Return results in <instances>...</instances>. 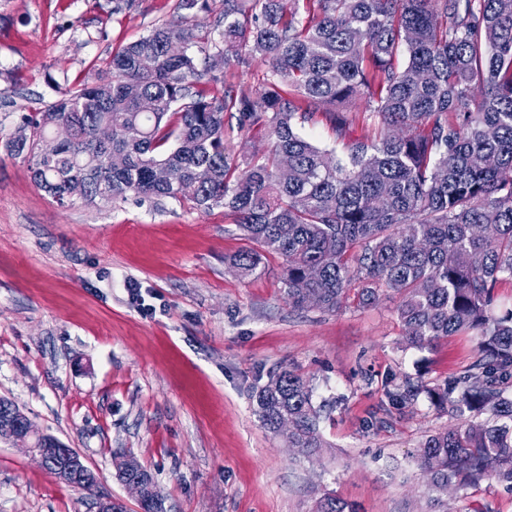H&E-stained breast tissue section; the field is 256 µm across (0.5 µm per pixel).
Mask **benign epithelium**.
<instances>
[{
    "label": "benign epithelium",
    "mask_w": 512,
    "mask_h": 512,
    "mask_svg": "<svg viewBox=\"0 0 512 512\" xmlns=\"http://www.w3.org/2000/svg\"><path fill=\"white\" fill-rule=\"evenodd\" d=\"M0 440L29 443L27 449L41 461L50 457L57 459L56 477L68 485L77 488L96 487V474L76 450L50 435L35 431L32 423L19 415L13 414L0 422ZM122 484L140 504L160 496L157 485L145 479L127 478Z\"/></svg>",
    "instance_id": "obj_1"
}]
</instances>
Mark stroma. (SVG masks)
Listing matches in <instances>:
<instances>
[{"instance_id": "35a3bbf8", "label": "stroma", "mask_w": 512, "mask_h": 512, "mask_svg": "<svg viewBox=\"0 0 512 512\" xmlns=\"http://www.w3.org/2000/svg\"><path fill=\"white\" fill-rule=\"evenodd\" d=\"M191 22L178 0H0V397L99 476L87 493L0 441V512H96L100 495L140 512L116 476L126 448L164 512H311L326 493L359 512H512V489L493 480L432 505L420 445L453 418L424 399L380 412L386 376H457L478 337L406 348L393 297L294 310L278 255L257 277L231 270L249 242L224 208L134 195L61 206L9 151L25 115L98 79L93 61ZM131 283L153 314L130 302ZM284 368L327 404L318 457L295 455L254 412L252 391Z\"/></svg>"}]
</instances>
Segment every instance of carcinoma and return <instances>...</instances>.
Here are the masks:
<instances>
[{
	"mask_svg": "<svg viewBox=\"0 0 512 512\" xmlns=\"http://www.w3.org/2000/svg\"><path fill=\"white\" fill-rule=\"evenodd\" d=\"M216 30L198 42L163 25L113 50L102 60L109 89L64 90L25 118L30 135L10 152L61 205L79 177L88 202L133 194L227 209L252 243L231 265L248 278L278 254L296 310L336 312L352 297L370 306L390 291L405 347L482 337L449 380L386 378L382 407L424 396L456 420L421 444L432 490L492 477L512 488V308L492 310L498 285L512 283V0H222ZM215 54L226 66L263 61L262 86L224 82L209 67ZM319 114L331 149L299 132ZM232 119L267 150L239 157ZM59 123L72 139L48 155L42 143ZM102 124L109 143L97 139ZM158 166L175 181L155 180ZM252 400L272 432L284 415L294 423L297 456L325 447L321 407L300 376L281 370ZM314 512L358 510L327 493Z\"/></svg>",
	"mask_w": 512,
	"mask_h": 512,
	"instance_id": "cac0c4a2",
	"label": "carcinoma"
}]
</instances>
